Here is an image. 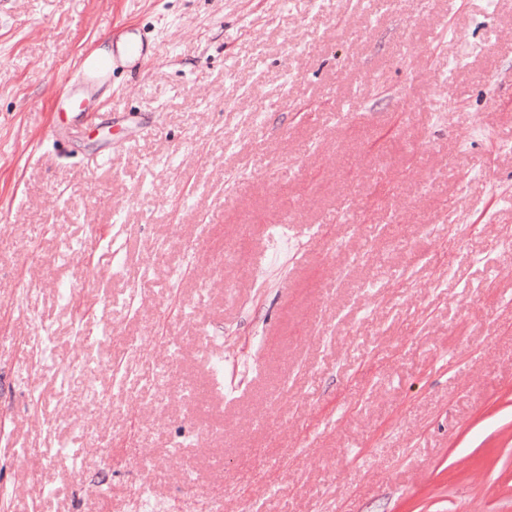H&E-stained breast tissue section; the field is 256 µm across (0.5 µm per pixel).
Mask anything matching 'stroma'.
<instances>
[{
  "label": "stroma",
  "mask_w": 512,
  "mask_h": 512,
  "mask_svg": "<svg viewBox=\"0 0 512 512\" xmlns=\"http://www.w3.org/2000/svg\"><path fill=\"white\" fill-rule=\"evenodd\" d=\"M0 417L5 512H512V0H0ZM101 54L103 57H112V59L96 56L92 52L83 54L80 59L78 79L86 89L105 85L115 69L137 67L148 56V50L143 40L136 34H128L124 47V59L112 55V48L103 50ZM101 338L98 340L100 344L107 347V363L112 366V381L113 386H120L124 380L129 376L123 362L129 352V347L121 343L117 338L112 336L108 331H105Z\"/></svg>",
  "instance_id": "1"
}]
</instances>
